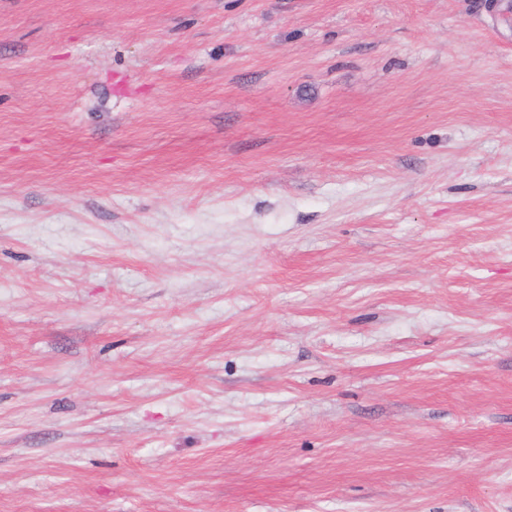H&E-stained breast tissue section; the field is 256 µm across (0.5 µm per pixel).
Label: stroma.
<instances>
[{
    "instance_id": "1",
    "label": "stroma",
    "mask_w": 512,
    "mask_h": 512,
    "mask_svg": "<svg viewBox=\"0 0 512 512\" xmlns=\"http://www.w3.org/2000/svg\"><path fill=\"white\" fill-rule=\"evenodd\" d=\"M0 512H512V0H0Z\"/></svg>"
}]
</instances>
